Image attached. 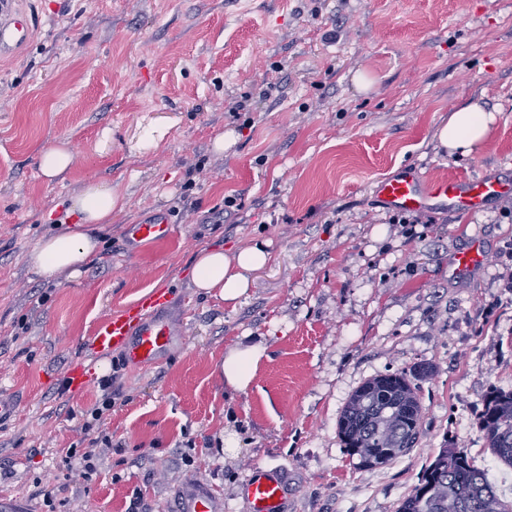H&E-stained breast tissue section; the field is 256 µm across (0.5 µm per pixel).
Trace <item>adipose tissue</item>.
Here are the masks:
<instances>
[{
    "mask_svg": "<svg viewBox=\"0 0 512 512\" xmlns=\"http://www.w3.org/2000/svg\"><path fill=\"white\" fill-rule=\"evenodd\" d=\"M495 119L493 111L487 110L480 101H469L451 112L447 121L438 127L436 139L439 146L449 152L470 154L487 139ZM123 207V197L111 186L89 184L70 200L68 212L75 216V223L43 238L27 256L30 268L48 281L64 273L79 274L98 251L99 243L89 234V225L111 223L113 212ZM269 257L263 242L231 255L221 249H203L196 256L192 282L206 295L233 305L246 294L251 273L266 266ZM265 355L266 347L261 342L230 348L222 363L225 386L235 393L246 392Z\"/></svg>",
    "mask_w": 512,
    "mask_h": 512,
    "instance_id": "ef3b65f1",
    "label": "adipose tissue"
}]
</instances>
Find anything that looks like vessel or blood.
Returning <instances> with one entry per match:
<instances>
[{"instance_id":"b4317fda","label":"vessel or blood","mask_w":512,"mask_h":512,"mask_svg":"<svg viewBox=\"0 0 512 512\" xmlns=\"http://www.w3.org/2000/svg\"><path fill=\"white\" fill-rule=\"evenodd\" d=\"M33 35L31 16L19 10L14 0H0V57L28 44ZM512 195V186L495 179H439L429 181L414 168L382 182L378 196L388 206L418 211L429 203L448 209L476 213L499 196ZM175 225L164 215L128 225L127 249L147 241H163L173 236ZM480 244H472L454 258V272L465 276L483 265ZM169 298L163 291L145 294L120 313L100 320L93 336V350L101 357L117 353L133 368L145 369L162 361L179 340L180 331L168 313ZM248 512H284V490L280 481L265 472H253L244 487ZM176 512H217L216 497L207 487H199L183 499Z\"/></svg>"}]
</instances>
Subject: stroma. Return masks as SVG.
<instances>
[{
	"mask_svg": "<svg viewBox=\"0 0 512 512\" xmlns=\"http://www.w3.org/2000/svg\"><path fill=\"white\" fill-rule=\"evenodd\" d=\"M34 38L0 59V503L16 512H171L211 489L247 512L255 469L282 482L285 512H396L445 439L512 498V469L478 417L512 390V200L475 215L435 206L404 230L375 187L405 167L430 179L512 180V0H19ZM371 81L360 90L356 74ZM479 98L496 120L471 154L435 133ZM246 102L249 114L234 107ZM230 135L223 150L219 136ZM68 144L69 168L40 174ZM111 184L126 205L91 229L96 258L49 282L27 255L58 232L70 197ZM241 205L225 208L224 199ZM156 213L174 237L131 253L124 230ZM480 241L484 266L453 274ZM264 241L270 260L237 306L203 295L204 248ZM183 336L134 370L94 357V324L153 288ZM267 347L246 394L224 385L225 352ZM77 362L85 390L67 391ZM432 366L423 434L388 465L355 468L337 437L364 381ZM112 381L85 482L64 456ZM71 162V154L63 146L47 149L42 157L41 171L44 177L54 179L64 172Z\"/></svg>",
	"mask_w": 512,
	"mask_h": 512,
	"instance_id": "35a3bbf8",
	"label": "stroma"
}]
</instances>
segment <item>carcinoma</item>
Listing matches in <instances>:
<instances>
[{
	"label": "carcinoma",
	"mask_w": 512,
	"mask_h": 512,
	"mask_svg": "<svg viewBox=\"0 0 512 512\" xmlns=\"http://www.w3.org/2000/svg\"><path fill=\"white\" fill-rule=\"evenodd\" d=\"M429 369L397 370L365 381L350 395L338 421L341 447L357 468L391 462L422 435L417 381ZM486 446L512 468V391L493 387L481 413ZM396 512H512V500L497 493L485 470L463 448L447 443L422 470Z\"/></svg>",
	"instance_id": "carcinoma-1"
}]
</instances>
